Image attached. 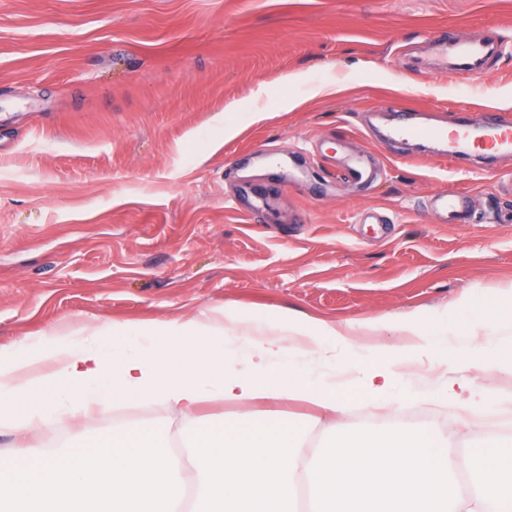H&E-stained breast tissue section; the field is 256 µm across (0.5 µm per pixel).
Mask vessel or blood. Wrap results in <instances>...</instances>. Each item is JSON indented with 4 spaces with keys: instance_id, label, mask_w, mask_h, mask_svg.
<instances>
[{
    "instance_id": "obj_1",
    "label": "vessel or blood",
    "mask_w": 512,
    "mask_h": 512,
    "mask_svg": "<svg viewBox=\"0 0 512 512\" xmlns=\"http://www.w3.org/2000/svg\"><path fill=\"white\" fill-rule=\"evenodd\" d=\"M491 48L483 42H462L450 53H441L440 73L467 78L488 69L492 63ZM441 158L459 166L470 155L493 156L512 152V124L488 114L479 121H457L452 131L441 133ZM429 209L436 215L456 223H468L472 215L471 196L463 190L433 192L428 199Z\"/></svg>"
}]
</instances>
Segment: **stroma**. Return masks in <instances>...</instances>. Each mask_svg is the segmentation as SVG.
<instances>
[{"mask_svg": "<svg viewBox=\"0 0 512 512\" xmlns=\"http://www.w3.org/2000/svg\"><path fill=\"white\" fill-rule=\"evenodd\" d=\"M449 26L498 44L461 93L427 42ZM290 72L302 81L282 85ZM456 104L512 123V0H0V346L224 303L338 323L512 297V153L490 177L378 140L398 113L440 125ZM361 155L367 185L346 174ZM441 188L469 191L472 223L428 210ZM243 193L253 217L231 205ZM439 376L409 368L386 419L350 390L344 422L454 434L452 411L413 400ZM147 425L179 446L182 422L156 405L38 446Z\"/></svg>", "mask_w": 512, "mask_h": 512, "instance_id": "35a3bbf8", "label": "stroma"}]
</instances>
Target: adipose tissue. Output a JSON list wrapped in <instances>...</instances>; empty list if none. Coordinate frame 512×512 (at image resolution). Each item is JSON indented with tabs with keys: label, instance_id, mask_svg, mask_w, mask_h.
<instances>
[{
	"label": "adipose tissue",
	"instance_id": "obj_1",
	"mask_svg": "<svg viewBox=\"0 0 512 512\" xmlns=\"http://www.w3.org/2000/svg\"><path fill=\"white\" fill-rule=\"evenodd\" d=\"M473 319L405 312L328 323L215 305L183 318L84 323L0 347V428L24 437L130 404L188 417L206 401L248 417L189 429L180 452L147 428H123L80 448L0 461V512H512V443L479 452L414 428L342 424L358 386L391 411L401 366L429 358L447 370L437 403L465 415L497 411L496 379L512 373V301H485ZM378 340L364 344L357 333ZM466 377H455L458 367ZM312 405L331 418L323 448L265 402Z\"/></svg>",
	"mask_w": 512,
	"mask_h": 512
}]
</instances>
